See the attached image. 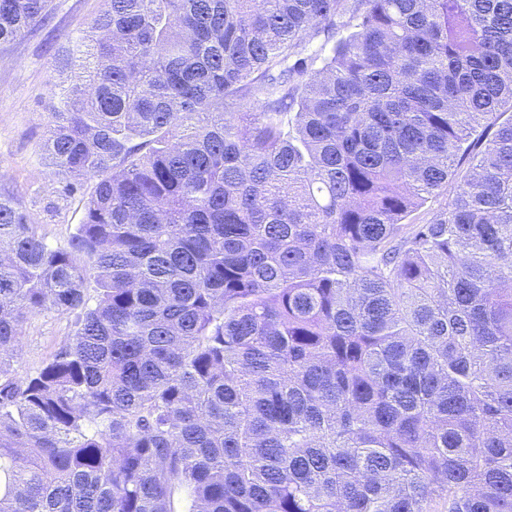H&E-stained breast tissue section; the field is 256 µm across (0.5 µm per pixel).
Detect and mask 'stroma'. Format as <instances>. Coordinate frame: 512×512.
I'll use <instances>...</instances> for the list:
<instances>
[{"label": "stroma", "mask_w": 512, "mask_h": 512, "mask_svg": "<svg viewBox=\"0 0 512 512\" xmlns=\"http://www.w3.org/2000/svg\"><path fill=\"white\" fill-rule=\"evenodd\" d=\"M103 0H53L47 18L0 45V183L8 186L52 246L66 245L83 218L85 181L80 193L61 190V175L42 152L47 114L58 103L55 86L64 77L55 63L88 29ZM74 333V317L46 310L28 316L14 375L33 373Z\"/></svg>", "instance_id": "stroma-1"}]
</instances>
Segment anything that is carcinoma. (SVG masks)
I'll use <instances>...</instances> for the list:
<instances>
[{"mask_svg": "<svg viewBox=\"0 0 512 512\" xmlns=\"http://www.w3.org/2000/svg\"><path fill=\"white\" fill-rule=\"evenodd\" d=\"M59 67L96 183L64 247L0 187V512H512V0H105ZM448 193L446 191L438 192L429 198L426 203L410 216V222L413 224H426L438 212L448 207ZM74 333V316L46 310L28 316L12 374L25 376L48 361L59 345Z\"/></svg>", "mask_w": 512, "mask_h": 512, "instance_id": "1", "label": "carcinoma"}]
</instances>
